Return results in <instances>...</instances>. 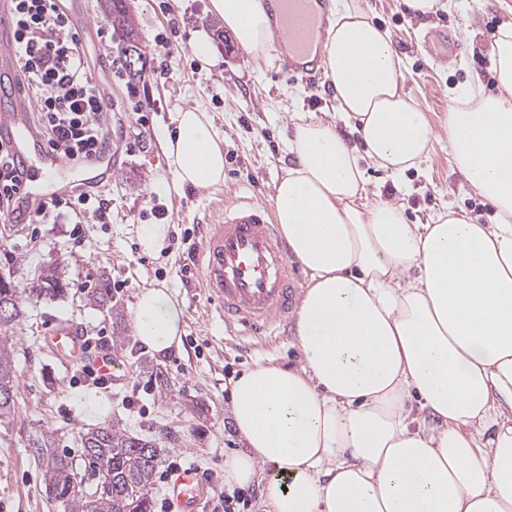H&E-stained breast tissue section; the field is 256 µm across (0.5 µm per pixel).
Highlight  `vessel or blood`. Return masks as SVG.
<instances>
[{
    "instance_id": "1",
    "label": "vessel or blood",
    "mask_w": 512,
    "mask_h": 512,
    "mask_svg": "<svg viewBox=\"0 0 512 512\" xmlns=\"http://www.w3.org/2000/svg\"><path fill=\"white\" fill-rule=\"evenodd\" d=\"M281 2L284 10L273 25V36L288 45L284 68L293 78L311 80L319 65L311 55V44L327 29V15L314 8V0ZM13 67L10 5L9 0H0V71L8 73ZM30 109L18 86L0 92V143L8 146L26 173L20 188L24 205L16 213L21 221L30 215L31 203L64 194L71 173H78L84 183L97 184L118 172L108 143L88 165L78 169L54 157L29 125ZM198 257L201 285L225 324L258 337L274 335L288 323L299 301L303 272L291 258L269 206L248 198L225 204L218 220L202 225ZM45 341L53 352L86 363L104 377L120 368L111 350L86 355L80 328L74 322L55 325ZM166 494L180 512H195L208 488L200 471L188 466L170 476Z\"/></svg>"
}]
</instances>
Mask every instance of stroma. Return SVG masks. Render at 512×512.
Here are the masks:
<instances>
[{"instance_id": "35a3bbf8", "label": "stroma", "mask_w": 512, "mask_h": 512, "mask_svg": "<svg viewBox=\"0 0 512 512\" xmlns=\"http://www.w3.org/2000/svg\"><path fill=\"white\" fill-rule=\"evenodd\" d=\"M369 19L387 30L402 59L404 88L442 128L458 88L497 93L490 64L494 35L490 25H512V0H450L448 9L426 19L410 16L404 0H360ZM93 27L83 29V47L94 77L112 104L109 130L118 152L120 173L104 184L112 200V221L85 218L75 224L63 215L50 224L0 232V274L27 288L45 265L58 264L69 285L64 296L29 300L15 332L16 414L0 422V512H59L48 498L42 469L28 442L42 428L53 431L59 449L82 457L81 435L88 428L117 424L132 434L157 440L163 450L150 492L151 512H166L165 473L170 463L192 466L210 479L213 494L198 512H224L213 497L224 494V458L242 443L230 411L232 383L260 361L298 366L301 354L295 329L252 339L226 328L204 293L197 273L185 268L187 250L196 246L198 227L210 223L226 196L239 195L272 204L275 187L292 163L287 141L300 120L335 122L345 128L326 79L309 83L291 78L282 66L283 50L257 60L242 49L208 10V0H131L139 39L148 58L139 77H111L110 59L125 43L112 28L103 0H87ZM445 28L455 34L452 56L428 53L423 38ZM207 33L220 58L215 66L198 61L191 43ZM171 52L158 57L156 45ZM166 65V76L157 68ZM136 86L153 103L147 129L128 108V86ZM209 112L224 140L226 168L220 187L201 192L172 188L168 164L158 138L173 130L178 112ZM143 140L126 144L134 133ZM363 201L403 204L409 223H426L445 208L466 214L477 224L494 223V209L455 171L447 140L435 143L418 167L393 175L362 160ZM163 222L169 233L156 254L138 240L142 224ZM114 286L113 309L88 304L86 289L99 279ZM164 283L176 292L185 311L182 343L165 355L145 351L134 336L132 316L140 292ZM60 321L80 325L88 338L104 337L123 367L104 389L108 405L97 411L85 405L94 386L86 384L76 361L57 355L43 343L49 327ZM164 381H157L156 372Z\"/></svg>"}]
</instances>
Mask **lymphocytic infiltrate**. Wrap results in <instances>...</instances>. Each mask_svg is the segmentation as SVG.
Instances as JSON below:
<instances>
[{
  "label": "lymphocytic infiltrate",
  "instance_id": "obj_1",
  "mask_svg": "<svg viewBox=\"0 0 512 512\" xmlns=\"http://www.w3.org/2000/svg\"><path fill=\"white\" fill-rule=\"evenodd\" d=\"M15 18V72L33 107L32 123L50 152L75 165L96 156L109 135L108 100L93 77L81 35L69 16L57 13L54 0H10ZM23 173L8 149L0 146V224L16 209ZM67 212L112 219L104 195L83 188L37 203L33 223L44 224Z\"/></svg>",
  "mask_w": 512,
  "mask_h": 512
}]
</instances>
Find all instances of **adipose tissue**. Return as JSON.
Here are the masks:
<instances>
[{"mask_svg":"<svg viewBox=\"0 0 512 512\" xmlns=\"http://www.w3.org/2000/svg\"><path fill=\"white\" fill-rule=\"evenodd\" d=\"M209 10L253 57L273 51L276 0H209ZM322 52L365 150L325 121L297 123L288 141L273 210L308 276L301 364L259 362L234 381L243 446L225 457L224 484L263 482L268 512H512V27L493 45L497 93L461 91L444 122L453 165L493 224L451 209L411 224L401 205H361L360 154L400 173L439 136L358 0H342ZM160 140L175 186L223 185L208 112L178 113ZM183 326L170 288L141 291L133 327L148 350L179 347Z\"/></svg>","mask_w":512,"mask_h":512,"instance_id":"adipose-tissue-1","label":"adipose tissue"}]
</instances>
